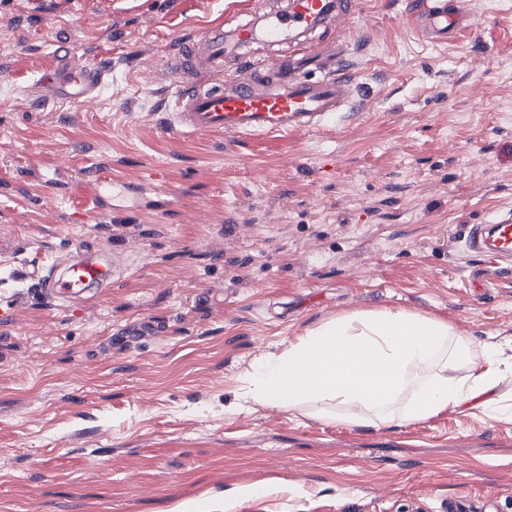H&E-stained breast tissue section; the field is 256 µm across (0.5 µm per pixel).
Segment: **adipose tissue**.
<instances>
[{"label": "adipose tissue", "instance_id": "adipose-tissue-1", "mask_svg": "<svg viewBox=\"0 0 512 512\" xmlns=\"http://www.w3.org/2000/svg\"><path fill=\"white\" fill-rule=\"evenodd\" d=\"M499 346L474 345L447 321L407 310H358L328 320L259 364L245 400L315 418L402 426L471 403H496ZM470 375H461V366Z\"/></svg>", "mask_w": 512, "mask_h": 512}]
</instances>
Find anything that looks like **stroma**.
<instances>
[{
	"label": "stroma",
	"instance_id": "1",
	"mask_svg": "<svg viewBox=\"0 0 512 512\" xmlns=\"http://www.w3.org/2000/svg\"><path fill=\"white\" fill-rule=\"evenodd\" d=\"M432 46L398 0L341 36L356 106L318 133L164 130V65L255 0H0V512H512V376L494 411L403 426L243 403L256 363L356 310L447 320L512 356V270L465 248L512 214V0ZM69 41L89 101L41 104ZM141 184L152 208L102 177ZM80 242L129 273L54 306L33 274ZM158 335L129 343L143 319Z\"/></svg>",
	"mask_w": 512,
	"mask_h": 512
}]
</instances>
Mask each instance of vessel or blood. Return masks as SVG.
<instances>
[{"label": "vessel or blood", "mask_w": 512, "mask_h": 512, "mask_svg": "<svg viewBox=\"0 0 512 512\" xmlns=\"http://www.w3.org/2000/svg\"><path fill=\"white\" fill-rule=\"evenodd\" d=\"M359 6V0H284L271 9L259 0L251 20L232 32L212 27L205 39L192 42L169 63L178 80L168 130L232 137L322 131L330 117L353 104L355 79L344 69V44L324 53L304 41L312 32L347 21ZM404 18L407 27L435 45L472 23L458 0H405ZM256 41L287 48L289 56L269 62L245 54V47ZM55 60L37 83L41 99L82 100L100 89L99 67L75 65L68 44H58ZM228 61L248 72V79L225 86ZM271 65L283 76L268 85L264 74ZM465 246L476 254L511 259L512 218L471 225ZM121 271L117 255L82 243L65 261L41 268L35 285L51 302L90 300L111 287Z\"/></svg>", "instance_id": "obj_1"}]
</instances>
